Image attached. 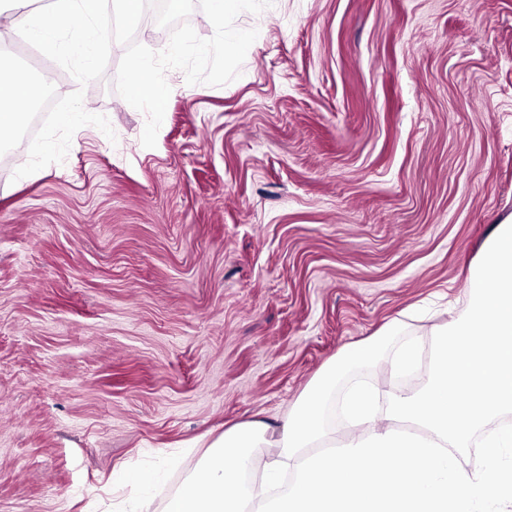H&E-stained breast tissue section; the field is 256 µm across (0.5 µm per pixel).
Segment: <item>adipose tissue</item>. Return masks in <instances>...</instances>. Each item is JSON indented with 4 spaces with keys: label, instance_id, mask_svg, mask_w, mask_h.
<instances>
[{
    "label": "adipose tissue",
    "instance_id": "ef3b65f1",
    "mask_svg": "<svg viewBox=\"0 0 512 512\" xmlns=\"http://www.w3.org/2000/svg\"><path fill=\"white\" fill-rule=\"evenodd\" d=\"M11 30L26 40L53 47L66 20L80 13L95 19L118 14L129 23L139 22L143 0H49L45 8L30 10V0H6Z\"/></svg>",
    "mask_w": 512,
    "mask_h": 512
}]
</instances>
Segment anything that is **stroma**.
<instances>
[{
  "instance_id": "obj_1",
  "label": "stroma",
  "mask_w": 512,
  "mask_h": 512,
  "mask_svg": "<svg viewBox=\"0 0 512 512\" xmlns=\"http://www.w3.org/2000/svg\"><path fill=\"white\" fill-rule=\"evenodd\" d=\"M240 76L113 87L63 163L0 155V512H161L226 426L279 425L346 346L462 317L512 218V0H274Z\"/></svg>"
}]
</instances>
